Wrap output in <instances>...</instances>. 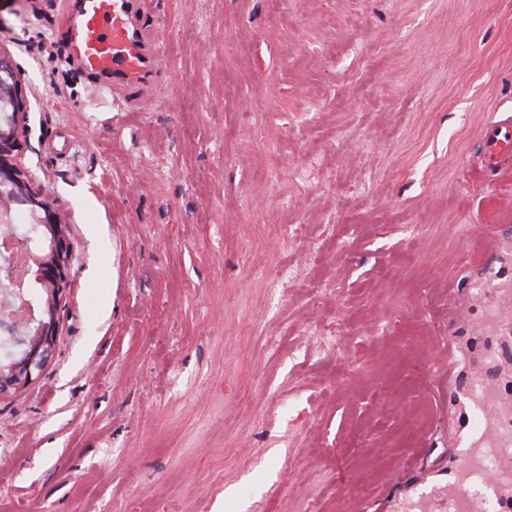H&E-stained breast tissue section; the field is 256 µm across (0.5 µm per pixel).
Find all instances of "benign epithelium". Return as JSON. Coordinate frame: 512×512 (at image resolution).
<instances>
[{
	"label": "benign epithelium",
	"instance_id": "7a95c632",
	"mask_svg": "<svg viewBox=\"0 0 512 512\" xmlns=\"http://www.w3.org/2000/svg\"><path fill=\"white\" fill-rule=\"evenodd\" d=\"M25 108L20 75L0 50V336L11 341V351L0 354V395L26 386L50 360L71 266L63 224L22 163ZM18 209L34 237L19 233Z\"/></svg>",
	"mask_w": 512,
	"mask_h": 512
}]
</instances>
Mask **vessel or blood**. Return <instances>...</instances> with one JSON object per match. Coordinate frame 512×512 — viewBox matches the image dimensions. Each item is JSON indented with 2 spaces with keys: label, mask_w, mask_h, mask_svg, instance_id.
<instances>
[{
  "label": "vessel or blood",
  "mask_w": 512,
  "mask_h": 512,
  "mask_svg": "<svg viewBox=\"0 0 512 512\" xmlns=\"http://www.w3.org/2000/svg\"><path fill=\"white\" fill-rule=\"evenodd\" d=\"M141 3L79 0L68 33L71 48L87 71L105 78L114 94L143 106L165 61L154 33L139 23ZM458 364L453 339H445L442 355L432 366L435 380L452 379Z\"/></svg>",
  "instance_id": "b4317fda"
}]
</instances>
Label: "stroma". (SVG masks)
<instances>
[{"label": "stroma", "instance_id": "35a3bbf8", "mask_svg": "<svg viewBox=\"0 0 512 512\" xmlns=\"http://www.w3.org/2000/svg\"><path fill=\"white\" fill-rule=\"evenodd\" d=\"M73 8L0 0L73 245L53 360L0 397V512H430L480 446L459 399L512 381L477 303L512 296V0H145L138 112ZM442 355L440 359L432 366V374L437 383L444 382L446 379L450 380L454 377L456 368L459 364L458 353L453 341V336L448 333L442 343Z\"/></svg>", "mask_w": 512, "mask_h": 512}]
</instances>
